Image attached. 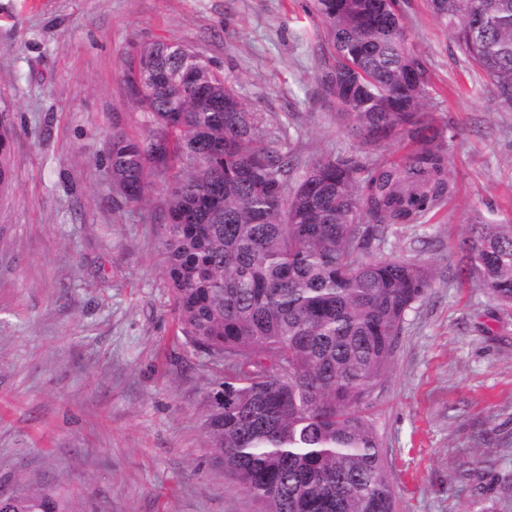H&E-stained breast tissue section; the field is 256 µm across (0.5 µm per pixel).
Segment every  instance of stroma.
Masks as SVG:
<instances>
[{
	"label": "stroma",
	"mask_w": 512,
	"mask_h": 512,
	"mask_svg": "<svg viewBox=\"0 0 512 512\" xmlns=\"http://www.w3.org/2000/svg\"><path fill=\"white\" fill-rule=\"evenodd\" d=\"M430 110L452 122L456 190L376 252L419 259L435 284L406 317L368 414L397 512H512V305L460 240L512 211V106L428 0H399ZM309 0H0V113L14 127L0 190V491L59 488L73 512H260L215 459L207 357L173 334L160 262L165 192L124 202L112 131H143L122 69L133 44H187L232 76L301 160L353 152L318 85Z\"/></svg>",
	"instance_id": "1"
}]
</instances>
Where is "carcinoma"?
I'll use <instances>...</instances> for the list:
<instances>
[{
	"label": "carcinoma",
	"instance_id": "obj_1",
	"mask_svg": "<svg viewBox=\"0 0 512 512\" xmlns=\"http://www.w3.org/2000/svg\"><path fill=\"white\" fill-rule=\"evenodd\" d=\"M466 59L512 106V0H429ZM397 0H312L322 24L319 84L359 137V154L299 163L271 139L230 77L194 50L135 48L145 75L175 72L132 99L147 133L115 130L112 187L131 204L166 187L162 270L177 335L221 367L205 394L204 430L224 470L262 512H396L369 416L433 266L373 256L391 224H416L453 192L457 136L435 125L428 79ZM397 162L376 157L398 137ZM13 129L0 124V189ZM300 177H294L297 169ZM460 249L482 287L512 303V216L471 225ZM0 512H71L42 487Z\"/></svg>",
	"mask_w": 512,
	"mask_h": 512
}]
</instances>
